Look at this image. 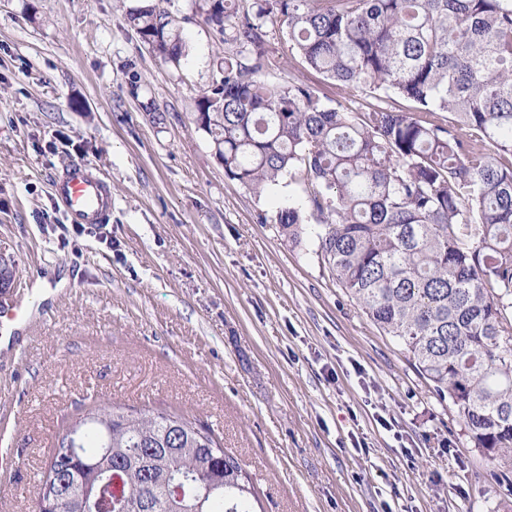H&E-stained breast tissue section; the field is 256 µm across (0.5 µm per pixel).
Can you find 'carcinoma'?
Listing matches in <instances>:
<instances>
[{
	"instance_id": "obj_1",
	"label": "carcinoma",
	"mask_w": 512,
	"mask_h": 512,
	"mask_svg": "<svg viewBox=\"0 0 512 512\" xmlns=\"http://www.w3.org/2000/svg\"><path fill=\"white\" fill-rule=\"evenodd\" d=\"M236 49L223 88L195 101L225 177L261 194L302 180L308 207L279 209L290 242L313 220L321 254L418 376L455 407L512 495V0H201ZM165 63L187 45L167 9L130 12ZM304 66L401 104L326 106L280 68L267 22ZM466 133H460L461 129ZM254 512L239 459L184 413L94 404L58 437L34 512Z\"/></svg>"
}]
</instances>
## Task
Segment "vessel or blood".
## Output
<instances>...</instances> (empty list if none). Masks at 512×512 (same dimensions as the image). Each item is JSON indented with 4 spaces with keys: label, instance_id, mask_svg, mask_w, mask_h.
<instances>
[{
    "label": "vessel or blood",
    "instance_id": "vessel-or-blood-1",
    "mask_svg": "<svg viewBox=\"0 0 512 512\" xmlns=\"http://www.w3.org/2000/svg\"><path fill=\"white\" fill-rule=\"evenodd\" d=\"M53 191L64 217L73 224H101L112 212L106 181L83 164L68 167L55 180Z\"/></svg>",
    "mask_w": 512,
    "mask_h": 512
}]
</instances>
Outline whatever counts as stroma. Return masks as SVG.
<instances>
[{
  "instance_id": "35a3bbf8",
  "label": "stroma",
  "mask_w": 512,
  "mask_h": 512,
  "mask_svg": "<svg viewBox=\"0 0 512 512\" xmlns=\"http://www.w3.org/2000/svg\"><path fill=\"white\" fill-rule=\"evenodd\" d=\"M155 2L0 0V302L28 312L0 348V512H30L67 420L96 401L209 425L265 512H495L504 491L455 409L337 284L316 224L280 236L304 184L225 178L194 114L224 38L170 0L188 54L162 62L129 21ZM266 31L269 82L370 103ZM76 163L107 178L109 222L64 219L51 184Z\"/></svg>"
}]
</instances>
